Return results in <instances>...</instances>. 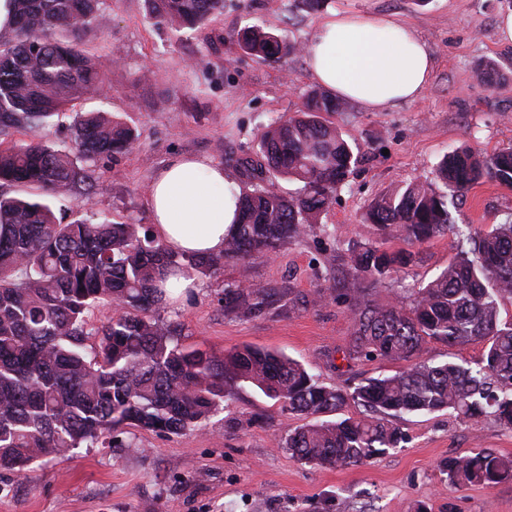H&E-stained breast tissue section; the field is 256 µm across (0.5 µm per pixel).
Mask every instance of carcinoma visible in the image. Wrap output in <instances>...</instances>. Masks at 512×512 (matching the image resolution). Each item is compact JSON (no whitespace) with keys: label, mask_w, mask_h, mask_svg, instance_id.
<instances>
[{"label":"carcinoma","mask_w":512,"mask_h":512,"mask_svg":"<svg viewBox=\"0 0 512 512\" xmlns=\"http://www.w3.org/2000/svg\"><path fill=\"white\" fill-rule=\"evenodd\" d=\"M147 17L179 32L217 18L224 0H143ZM16 25L0 34V137L32 130L105 84L100 57L83 35L99 17L100 0H13ZM240 49L274 59L301 50L284 35L247 28ZM339 105L324 91L303 109L261 132L255 157L243 162L250 184L239 196L238 223L224 252H173L140 224L78 218L62 224L49 204L0 195V471L22 473L45 457L78 448H134L129 429L180 435L224 409L249 385L295 415L338 410L348 401L358 418L309 422L277 441L295 460L331 468L373 462L406 441L397 420L408 413L451 409L475 422L493 419L512 430V217L483 233L455 224V198L483 181L512 186V147L491 154L458 147L436 170L441 188L409 185L374 200L365 223L407 248L389 252L367 239L352 251L354 277L370 285L416 259L415 248L448 235L456 253L410 303L355 305L354 344L346 359L406 362L394 375L349 389L329 388L299 361L249 345L218 355L185 343L182 325L161 317L163 284L192 268L215 274L231 259L272 256L286 241L315 229L338 188L359 162L321 117ZM74 146L30 142L0 148V182L35 186L49 196L96 185L100 159L126 155L137 139L122 118L102 110L75 113ZM300 184L288 195L266 183ZM262 288L224 289V309L241 316L263 304ZM94 309L106 312L95 326ZM485 343L477 368L423 359L431 341L450 347ZM459 486L493 487L512 477V459L491 449L458 454L445 465Z\"/></svg>","instance_id":"cac0c4a2"}]
</instances>
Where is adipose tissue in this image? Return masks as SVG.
I'll return each instance as SVG.
<instances>
[{"instance_id": "1", "label": "adipose tissue", "mask_w": 512, "mask_h": 512, "mask_svg": "<svg viewBox=\"0 0 512 512\" xmlns=\"http://www.w3.org/2000/svg\"><path fill=\"white\" fill-rule=\"evenodd\" d=\"M304 52L315 82L368 112L421 97L434 66L415 32L382 14L331 13ZM148 206L155 236L171 250L218 254L236 222L238 191L223 166L181 154L155 175Z\"/></svg>"}]
</instances>
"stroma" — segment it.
Listing matches in <instances>:
<instances>
[{"label":"stroma","instance_id":"stroma-1","mask_svg":"<svg viewBox=\"0 0 512 512\" xmlns=\"http://www.w3.org/2000/svg\"><path fill=\"white\" fill-rule=\"evenodd\" d=\"M512 0H326L308 14L297 0H224V13L200 30L171 31L146 18L143 0H102L99 22L84 42L107 67L104 110L136 130L133 149L98 162L95 188L51 199L56 218L108 216L151 227L148 189L174 155L203 156L243 187L236 165L262 128L297 112L316 89L303 53L263 60L238 46L239 31L257 26L306 43L333 12L384 13L427 44L434 67L420 99L386 112L341 101L330 113L361 161L310 235L283 244L274 257L233 260L198 279L192 298L167 305L164 318L183 326L185 341L220 352L254 345L305 364L326 386H356L401 371L381 358L343 361L353 339L349 290L354 242L371 237L363 224L379 195L433 181L444 154L461 144L492 153L512 144V44L497 24ZM494 61L500 81L484 87L479 71ZM164 109H156L157 100ZM457 224L482 232L512 216V188L487 182L456 201ZM453 256L440 236L419 249L417 263L367 287L382 303L420 287ZM257 285L268 295L260 311L224 310V290ZM328 300L310 305L315 290ZM304 417L246 386L229 408L181 436L139 430L132 448H81L74 458L46 459L23 475L0 474V512H512V479L494 487L457 486L449 456L482 449L512 457V431L449 410L410 414L403 447L376 462L323 469L296 461L275 442Z\"/></svg>","mask_w":512,"mask_h":512}]
</instances>
